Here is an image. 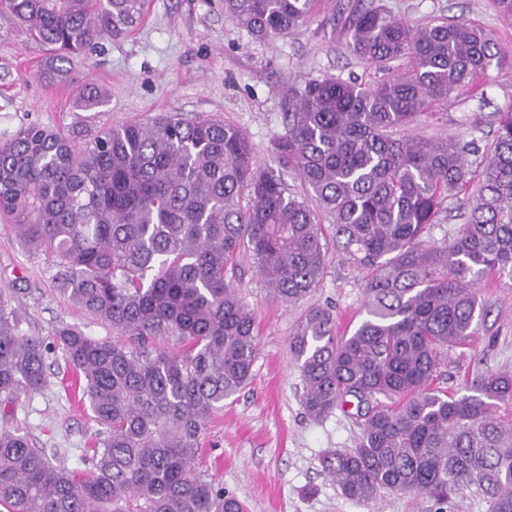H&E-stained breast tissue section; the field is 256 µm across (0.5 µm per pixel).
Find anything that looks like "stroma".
<instances>
[{
	"label": "stroma",
	"instance_id": "obj_1",
	"mask_svg": "<svg viewBox=\"0 0 512 512\" xmlns=\"http://www.w3.org/2000/svg\"><path fill=\"white\" fill-rule=\"evenodd\" d=\"M371 0H319L310 21L268 44L257 41L224 15V0H150L143 19L127 36L106 42L101 55L73 60L71 81L47 85L41 74L47 57L26 28L0 13V143L36 123L49 129L75 123L99 130L159 112L186 119L212 117L244 130L261 166L273 165L268 151L288 110L284 88L326 74L371 82L364 66L345 46L334 24V9L350 13ZM393 15L417 27L434 19L468 20L483 26L512 56V21L491 0H379ZM91 82L107 93L102 111L74 107L75 90ZM487 103L468 94L440 103L417 128L427 138L477 142L493 139V114L512 104V69L492 70ZM240 293L259 322L260 345L249 384L226 400L206 427L199 469L247 506V512H489L481 495L464 492L450 503L403 492H388L371 503L345 498L321 468L332 451L354 448L361 418L341 409L316 421L301 406L302 378L288 341L307 307L330 309L339 331H353L364 316L357 272L331 257L317 287L296 304L277 299L251 262H243ZM8 289L22 318L20 331L49 342V384L13 403L0 402V427L29 436L54 464L89 471L90 442L98 430L87 404L68 386L72 371L52 345L56 329L76 327L96 339L118 341L111 326L61 295L43 256L23 249L0 218V289ZM482 310L474 343L444 358L438 386L461 390L474 371L512 373V279L488 274L478 285Z\"/></svg>",
	"mask_w": 512,
	"mask_h": 512
}]
</instances>
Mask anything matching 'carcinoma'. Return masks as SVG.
I'll return each mask as SVG.
<instances>
[{"label":"carcinoma","instance_id":"1","mask_svg":"<svg viewBox=\"0 0 512 512\" xmlns=\"http://www.w3.org/2000/svg\"><path fill=\"white\" fill-rule=\"evenodd\" d=\"M317 2L224 0V15L273 43L303 27ZM147 5L0 0V12L48 47L43 78L65 84L60 63L124 37ZM344 29L347 49L382 77L288 86L283 132L270 141L273 162L311 189L309 201L256 165L243 130L217 119L159 113L70 134L28 124L0 144V216L48 258L69 301L137 343L57 331L100 426L92 467H59L28 435L1 428L9 512H244L198 469L210 417L249 383L259 350L235 270L250 259L278 299L296 303L319 284L331 247L360 277L365 316L342 334L329 310L312 307L288 343L305 414L354 405L363 418L356 448L325 456V474L358 502L387 492L448 502L472 491L490 512H512V373L477 371L462 394L434 384L441 357L478 333L479 281L491 271L512 279V105L496 113L482 153L414 133L461 92L484 101L488 72L512 68V58L467 20L410 28L374 6ZM106 99L86 85L75 107L91 112ZM472 165L481 178L464 224L427 243ZM19 326L0 292L1 401L47 385L49 346Z\"/></svg>","mask_w":512,"mask_h":512}]
</instances>
